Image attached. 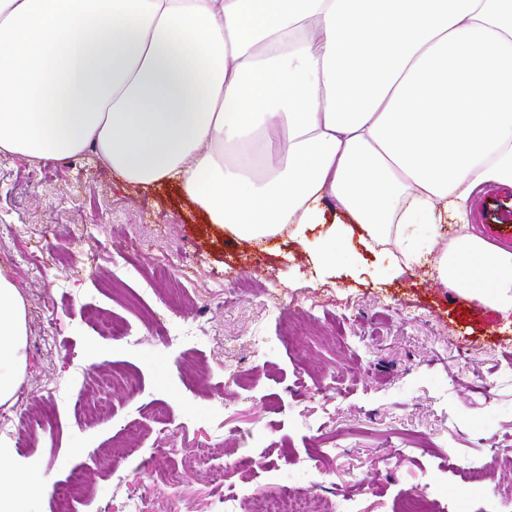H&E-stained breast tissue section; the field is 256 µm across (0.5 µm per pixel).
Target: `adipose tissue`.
Segmentation results:
<instances>
[{
    "mask_svg": "<svg viewBox=\"0 0 512 512\" xmlns=\"http://www.w3.org/2000/svg\"><path fill=\"white\" fill-rule=\"evenodd\" d=\"M176 183L232 235L305 237L323 271L394 244L399 275L487 184L512 187V0H0V158L85 153ZM439 280L512 312V252L463 233ZM27 316L0 274V405L24 376ZM0 448V512H41Z\"/></svg>",
    "mask_w": 512,
    "mask_h": 512,
    "instance_id": "ef3b65f1",
    "label": "adipose tissue"
}]
</instances>
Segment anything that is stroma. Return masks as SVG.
I'll list each match as a JSON object with an SVG mask.
<instances>
[{"mask_svg":"<svg viewBox=\"0 0 512 512\" xmlns=\"http://www.w3.org/2000/svg\"><path fill=\"white\" fill-rule=\"evenodd\" d=\"M472 206L470 232L502 225L512 251V188L486 186ZM319 235L258 245L176 185L128 183L89 156L0 159V273L28 326L0 444L16 473H37L42 512H58L77 472L72 512H123L132 496L200 512L196 490H237L238 476L217 486L211 472L242 456L266 494L285 483L357 512H393L405 491L435 493L437 512H487L467 486L475 466L512 490V324L444 288L432 264L392 276L355 239L354 260L322 274ZM168 264L175 279H156ZM112 373L136 376L140 394L106 386ZM29 413L46 421L22 439ZM195 448L214 449L210 469Z\"/></svg>","mask_w":512,"mask_h":512,"instance_id":"35a3bbf8","label":"stroma"}]
</instances>
